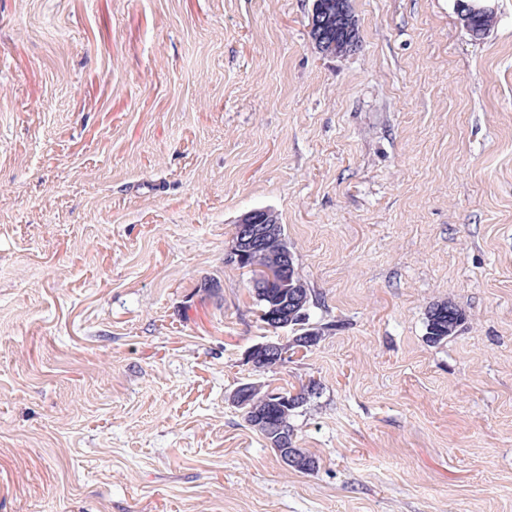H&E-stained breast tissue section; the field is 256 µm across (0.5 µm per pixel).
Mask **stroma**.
<instances>
[{"instance_id":"35a3bbf8","label":"stroma","mask_w":512,"mask_h":512,"mask_svg":"<svg viewBox=\"0 0 512 512\" xmlns=\"http://www.w3.org/2000/svg\"><path fill=\"white\" fill-rule=\"evenodd\" d=\"M312 4L0 0V512H512V0ZM254 208L325 328L265 372ZM312 380L300 471L232 393ZM336 15L342 17L351 24L355 22L351 16L349 17L347 2L345 0H336V10H333L331 15L329 14V11L320 15L316 22L315 29L310 33L312 40L313 38H318L322 42H327L329 45H333V53L335 54L338 52L336 43H345L346 45H349L353 39H358V33L351 35L350 31L347 30L341 19H336ZM314 43L316 47L324 53H327L332 49V46L321 43L318 40H315ZM459 19L461 20L464 28L467 30L469 35L474 40H480L484 38L486 35L485 31H490L491 27L494 24L495 16L491 15H480V14H470V15H461L457 14ZM266 213L267 209H253L245 212L238 219L235 225L234 242L238 236V228L239 239L234 243L230 251L232 257L235 256L236 259H240L244 254V249L257 238H266L268 244L274 242V239L270 236V229L263 222V219L267 217ZM465 320L464 313L448 303L430 307L426 321V339L431 344H439L453 336Z\"/></svg>"}]
</instances>
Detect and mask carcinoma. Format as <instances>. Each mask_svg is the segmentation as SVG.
Masks as SVG:
<instances>
[{"label": "carcinoma", "mask_w": 512, "mask_h": 512, "mask_svg": "<svg viewBox=\"0 0 512 512\" xmlns=\"http://www.w3.org/2000/svg\"><path fill=\"white\" fill-rule=\"evenodd\" d=\"M464 28L474 40L485 37V31L491 29L494 24V15L470 14L459 16ZM310 36L330 45L338 43L350 44L358 35L350 34L345 24L336 18V13L324 12L316 22V27ZM240 268H248L253 272V281L257 282L266 278L268 273L274 271V263L271 258V249L267 246H257L246 253L245 258L237 263ZM256 306L260 311V320L269 324V310L271 306L280 303V295L276 288H266L263 294L253 295ZM465 320L464 313L456 306L448 303L435 304L430 307L426 321V339L431 344H439L454 335ZM315 332V342H320L324 328H312ZM299 324L295 329L296 336L292 337L289 349L292 351L309 350L300 339L310 331ZM245 416L250 425L255 427L270 443L275 451L283 447L281 438L288 437V447L295 453L296 462L293 468L298 470H310L315 466V460L302 449L295 445L293 437L295 428L292 419L297 410L307 405L312 398L319 397L321 387L316 382L301 386L297 392L282 390L288 396V403L274 402L268 393V389L262 384L252 383L248 387Z\"/></svg>", "instance_id": "obj_1"}]
</instances>
